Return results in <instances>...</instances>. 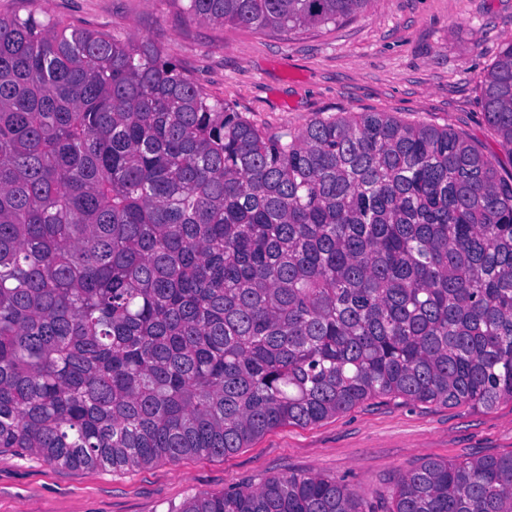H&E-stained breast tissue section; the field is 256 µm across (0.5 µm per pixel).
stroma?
Here are the masks:
<instances>
[{
	"mask_svg": "<svg viewBox=\"0 0 512 512\" xmlns=\"http://www.w3.org/2000/svg\"><path fill=\"white\" fill-rule=\"evenodd\" d=\"M35 13L126 38L137 33L211 99L263 131L315 116L384 112L445 125L501 164L483 116V79L512 43V0H374L342 23L277 36L188 20L171 0H0V17ZM512 455V402L486 410L375 397L324 421L282 426L223 457L140 469H68L0 453V512H168L187 497L310 473L384 504L403 472L429 460Z\"/></svg>",
	"mask_w": 512,
	"mask_h": 512,
	"instance_id": "1",
	"label": "stroma"
}]
</instances>
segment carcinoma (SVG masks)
<instances>
[{
  "instance_id": "obj_1",
  "label": "carcinoma",
  "mask_w": 512,
  "mask_h": 512,
  "mask_svg": "<svg viewBox=\"0 0 512 512\" xmlns=\"http://www.w3.org/2000/svg\"><path fill=\"white\" fill-rule=\"evenodd\" d=\"M288 35L373 0H172ZM512 154V45L484 77ZM512 401V170L383 112L267 134L151 42L0 17V452L223 457L374 397ZM168 512H512V456L432 460L384 510L273 476Z\"/></svg>"
}]
</instances>
